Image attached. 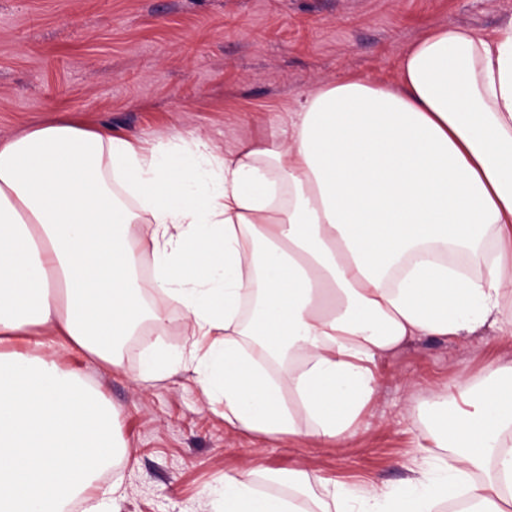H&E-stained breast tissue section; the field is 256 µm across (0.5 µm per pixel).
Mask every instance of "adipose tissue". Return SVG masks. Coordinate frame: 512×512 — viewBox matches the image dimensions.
Segmentation results:
<instances>
[{"label":"adipose tissue","mask_w":512,"mask_h":512,"mask_svg":"<svg viewBox=\"0 0 512 512\" xmlns=\"http://www.w3.org/2000/svg\"><path fill=\"white\" fill-rule=\"evenodd\" d=\"M399 73L324 83L289 127L221 153L69 121L0 141V512L88 501L123 452L55 348L119 370L117 346L149 323L141 379L182 370L229 427L341 445L380 359L421 337L512 335V22L433 30ZM144 264L187 320V357L160 341L167 313L133 280ZM497 374L437 393L403 486L323 478L316 496L305 472L248 465L225 476L222 512H433L461 485L468 512H512V364ZM439 448L453 464L435 465Z\"/></svg>","instance_id":"1"}]
</instances>
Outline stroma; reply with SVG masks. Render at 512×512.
Segmentation results:
<instances>
[{
    "label": "stroma",
    "instance_id": "stroma-1",
    "mask_svg": "<svg viewBox=\"0 0 512 512\" xmlns=\"http://www.w3.org/2000/svg\"><path fill=\"white\" fill-rule=\"evenodd\" d=\"M512 0H0V139L59 119L149 142L202 134L216 148L282 125L321 82L396 83L402 55L435 28L494 35ZM151 327L122 370L57 351L99 386L125 455L118 512H220L224 476L248 463L351 485L397 488L420 461L416 436L439 388L492 383L512 336L424 337L378 363L365 427L341 446L231 429L190 374L139 380Z\"/></svg>",
    "mask_w": 512,
    "mask_h": 512
}]
</instances>
